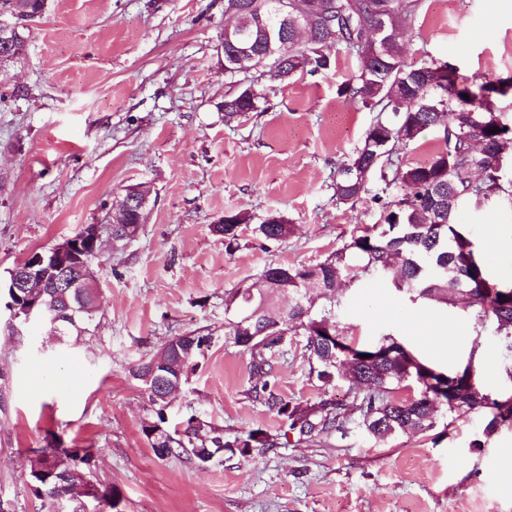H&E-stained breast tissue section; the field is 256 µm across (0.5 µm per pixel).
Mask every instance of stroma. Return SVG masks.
<instances>
[{
    "instance_id": "stroma-1",
    "label": "stroma",
    "mask_w": 512,
    "mask_h": 512,
    "mask_svg": "<svg viewBox=\"0 0 512 512\" xmlns=\"http://www.w3.org/2000/svg\"><path fill=\"white\" fill-rule=\"evenodd\" d=\"M224 0H48L23 60L0 76V281L16 262L101 224L131 185L150 190L137 238L104 245L93 270L102 307L81 337L0 319V512H48L28 484L47 442L98 451L96 479L119 512H512V427L484 435L482 412L438 411L427 434L383 443L360 430L296 443L250 394L249 356L229 334L224 300L269 264L311 266L378 221L369 181L355 204L337 202L336 171L375 115L338 95L355 62L287 81L262 78L263 111L225 122L237 85L224 71ZM402 59H435L459 76L512 75V0H421ZM27 96L12 97L14 87ZM251 215L226 252L225 213ZM285 216L288 238L255 225ZM487 273L512 282V202L493 199L459 217ZM343 334L371 345L390 335L423 360L422 320L460 338L457 366L484 393L512 395V356L495 325L462 306L413 301L384 281L343 286ZM201 331L211 346L169 408L170 429L198 415L224 430L263 429L280 446L224 453L207 466L159 458L141 431L148 406L130 371L170 336ZM276 390L295 402L321 393L304 339H288ZM481 447H474V440Z\"/></svg>"
}]
</instances>
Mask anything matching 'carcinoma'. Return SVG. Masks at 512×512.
<instances>
[{
  "label": "carcinoma",
  "instance_id": "obj_1",
  "mask_svg": "<svg viewBox=\"0 0 512 512\" xmlns=\"http://www.w3.org/2000/svg\"><path fill=\"white\" fill-rule=\"evenodd\" d=\"M234 6L232 31L238 37L224 40V55L233 57L234 67L225 72L234 77L254 71L285 80L326 71L343 52L356 60L357 67L338 94L351 96L366 109L388 113L373 123L362 144L339 168L333 184L336 198L357 202L370 177L386 186L399 182L407 187L401 196L374 195L377 224L351 237L324 261L309 267L270 264L260 276L263 287L239 289L225 299L226 309H235L229 335L250 356L255 378L251 395L275 412L299 443L346 435L352 414L362 433L377 443L400 433L430 432L438 408L488 412L486 436L511 427L512 395L492 398L483 393L471 366L441 371L391 337L363 349L339 331L336 313L342 306L338 294L342 276L355 270L388 279L420 300L452 303L457 296L463 298L477 316L494 318L499 340L512 352V285L488 276L478 260L477 246L457 221L465 207L479 208L489 198H512V180L504 179L497 168L498 159L512 152V122L493 99L512 90V78L466 81L453 66L435 60L405 65L394 27L414 23L420 0H320L311 10L307 0H224V9ZM46 9L47 0H0V56H7L5 67L23 58L30 32L9 24L26 15L40 19ZM380 15L387 20V36L372 41L368 32ZM261 99L255 83L240 88L224 99V120L260 111ZM428 131L439 134L436 151L424 163H402L400 147L420 142ZM227 220L216 230L224 234L229 252L237 245L238 228L250 223L251 216L237 212ZM141 230L137 206L132 205L112 234L133 240ZM258 231L264 240L279 242L290 234V225L283 216L269 214ZM283 293L291 300L288 307L273 306L270 295ZM66 297L82 311L60 329L64 336H79L100 312L101 291L46 288L41 304L55 311L65 305ZM250 327L259 334L251 342L245 340ZM290 336L305 338L309 376L323 389L312 403L293 402L276 391L275 367L286 356ZM211 340L194 330L165 342L164 364L158 369L170 377L171 389H183ZM382 351L389 357L371 358ZM153 361L151 356L138 363L132 376L143 385L150 418L143 422L142 432L158 457L188 450L198 464L206 465L226 451L247 457L255 448L279 447L262 429L226 435L194 416L184 422L182 431L169 432V402L160 398L158 381L147 377ZM341 381L349 384L348 404L333 396ZM402 387L413 390V395L396 396ZM95 465L89 448H39L30 465L31 490L52 505L78 485L91 482Z\"/></svg>",
  "mask_w": 512,
  "mask_h": 512
}]
</instances>
